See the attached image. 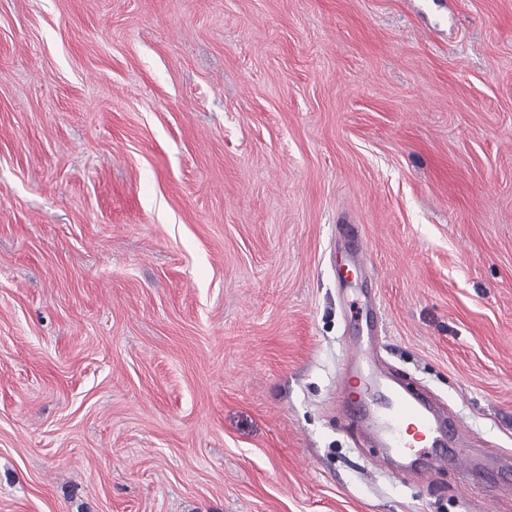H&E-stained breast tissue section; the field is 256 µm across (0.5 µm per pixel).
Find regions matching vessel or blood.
Segmentation results:
<instances>
[{"instance_id":"vessel-or-blood-1","label":"vessel or blood","mask_w":512,"mask_h":512,"mask_svg":"<svg viewBox=\"0 0 512 512\" xmlns=\"http://www.w3.org/2000/svg\"><path fill=\"white\" fill-rule=\"evenodd\" d=\"M380 317L374 297H365L355 306L354 320L364 321L367 328H374ZM375 360L373 341L353 338L348 379L357 383L358 388L343 392L350 416L362 421L387 455L427 460L437 468L451 461L468 467V458L460 449L465 426L447 421L427 394H408L391 385L381 407L376 410L370 407L368 400L378 384L373 375Z\"/></svg>"}]
</instances>
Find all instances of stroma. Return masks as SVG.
Instances as JSON below:
<instances>
[{
	"label": "stroma",
	"mask_w": 512,
	"mask_h": 512,
	"mask_svg": "<svg viewBox=\"0 0 512 512\" xmlns=\"http://www.w3.org/2000/svg\"><path fill=\"white\" fill-rule=\"evenodd\" d=\"M364 288L494 467L512 0H0V512H512L345 416Z\"/></svg>",
	"instance_id": "obj_1"
}]
</instances>
